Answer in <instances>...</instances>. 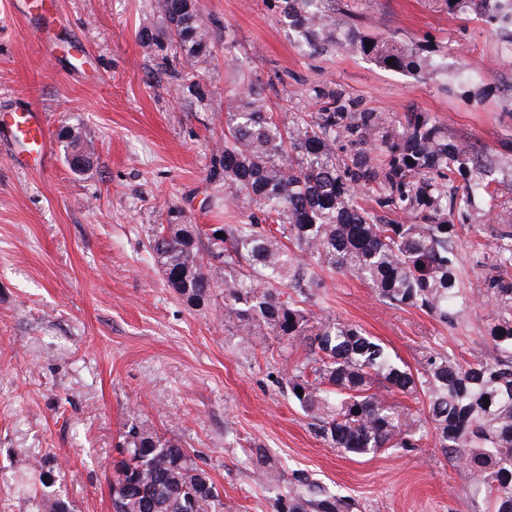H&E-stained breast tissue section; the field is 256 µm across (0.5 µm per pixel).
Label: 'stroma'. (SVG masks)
I'll use <instances>...</instances> for the list:
<instances>
[{"mask_svg":"<svg viewBox=\"0 0 512 512\" xmlns=\"http://www.w3.org/2000/svg\"><path fill=\"white\" fill-rule=\"evenodd\" d=\"M214 61L199 91L175 74L184 53L147 49L164 34L156 0H54L57 49L40 54L20 0H0V114L26 103L50 132L82 126L96 159L72 172L61 144L41 172L0 147V512H38L34 489L72 512H111L112 460L129 412L178 437L218 487L224 512H280L299 476L351 512H489L469 471L432 438L357 457L331 448L293 403L287 361L301 343L266 335L246 344L224 322V296L195 305L171 288L148 252L154 225L234 224L248 205L224 195L216 147L243 84L273 110L313 112L337 94L354 112H421L492 160L494 205L479 203L456 253L474 304L449 323L381 303L360 280L327 275L312 311L357 323L419 368L447 352L488 354L486 300L499 234L512 216V45L473 15L433 0H336L338 32L411 45L433 39L447 68L417 76L335 47L301 48L270 0H195ZM471 63L481 77L459 76ZM264 454L280 470L255 476Z\"/></svg>","mask_w":512,"mask_h":512,"instance_id":"1","label":"stroma"}]
</instances>
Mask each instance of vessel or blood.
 I'll return each mask as SVG.
<instances>
[{
  "instance_id": "obj_1",
  "label": "vessel or blood",
  "mask_w": 512,
  "mask_h": 512,
  "mask_svg": "<svg viewBox=\"0 0 512 512\" xmlns=\"http://www.w3.org/2000/svg\"><path fill=\"white\" fill-rule=\"evenodd\" d=\"M28 9L40 12L39 47L45 56H52L53 21L43 15L44 0H28ZM0 143L8 145L19 160L31 159L41 167L47 166L51 156L48 127L40 111L28 107L11 113L9 120L0 124Z\"/></svg>"
}]
</instances>
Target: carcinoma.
Masks as SVG:
<instances>
[{
    "mask_svg": "<svg viewBox=\"0 0 512 512\" xmlns=\"http://www.w3.org/2000/svg\"><path fill=\"white\" fill-rule=\"evenodd\" d=\"M274 2L309 50L334 43L412 75L440 68L445 58L428 40L409 47L387 36L336 37L332 0ZM438 2L512 34V0ZM157 4L191 65L206 62L212 48L194 0ZM60 138L67 153L79 151L93 164L94 145L80 126L63 127ZM341 139L356 152L337 155ZM218 163L226 198L246 200L255 212L206 234L192 224L155 225L150 254L169 285L196 303L224 289V320L243 340L264 326L302 343L306 355L288 368V393L330 447L359 456L415 448L431 429L439 448L472 473L492 512H512V230L500 235L499 264L487 288L495 306L489 357L468 362L436 353L415 371L359 325L307 308L323 281L296 268L288 249L294 245L322 272L357 277L390 307L446 323L474 302L463 288L453 216L478 198L494 201L475 174L483 158L417 112H350L334 95L315 112H274L264 90L250 83L240 105L224 113ZM458 175L463 193L450 197L448 183ZM370 191L379 207L402 212L405 221H386L362 206L360 197ZM399 395L422 396L418 414L405 416L393 401ZM120 454L112 464L113 512H224L215 483L178 439L133 418ZM312 493L298 480L283 512H342V500ZM39 512L71 510L45 493Z\"/></svg>",
    "mask_w": 512,
    "mask_h": 512,
    "instance_id": "cac0c4a2",
    "label": "carcinoma"
}]
</instances>
